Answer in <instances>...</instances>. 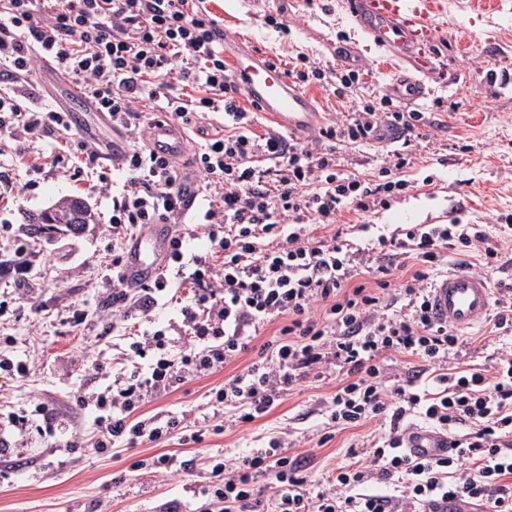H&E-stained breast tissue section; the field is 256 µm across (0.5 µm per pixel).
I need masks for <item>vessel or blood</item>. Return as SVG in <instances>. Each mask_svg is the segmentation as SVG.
Wrapping results in <instances>:
<instances>
[{"label":"vessel or blood","instance_id":"obj_1","mask_svg":"<svg viewBox=\"0 0 512 512\" xmlns=\"http://www.w3.org/2000/svg\"><path fill=\"white\" fill-rule=\"evenodd\" d=\"M349 5L359 25L376 44L413 58L417 77L396 78L392 94L407 104L424 98L426 89L421 76L430 69L426 49L431 40L433 0H349ZM232 81L259 112L271 117L290 136L303 137L317 127L319 111L312 97L294 86L277 63L251 51L238 52L232 59ZM60 89L69 102L71 126H81L88 105L86 97L65 83ZM146 134L158 155L169 159L183 155L185 136L174 121L150 120ZM171 239L166 224L150 226L136 238L125 258L126 280L152 279L160 262L169 255ZM492 293L488 279L463 269L452 270L435 281L429 292L431 314L435 320L457 328L472 327L488 314ZM407 446L412 453L428 458L441 457L447 450L441 435L421 430L414 431Z\"/></svg>","mask_w":512,"mask_h":512}]
</instances>
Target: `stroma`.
Listing matches in <instances>:
<instances>
[{"mask_svg": "<svg viewBox=\"0 0 512 512\" xmlns=\"http://www.w3.org/2000/svg\"><path fill=\"white\" fill-rule=\"evenodd\" d=\"M433 14L429 96L416 104L427 121L416 141L412 163L401 176L408 189L395 195L388 209L358 218L342 212L340 221H366L368 231L354 232L355 247H369L381 234L411 224H487L512 215V0H439ZM209 10L224 24L229 49L244 46L291 70L297 55L320 68H354L360 83L345 97L331 87L310 85L325 123L336 121L351 100L375 99L387 92L402 68L356 25L347 0H210ZM285 11L287 30L267 24L266 17ZM79 131L58 142L23 139L10 142L20 160L11 162L13 185L0 195V261L25 265L27 285L0 286V355L31 357L40 365L27 377H0V414L29 402H47L62 424L81 426L82 448H68L67 434L48 443L30 432L20 447L0 457V512H89L107 505L109 512H166L171 503L193 500L208 482L211 463L268 447L270 440L293 441L322 431L326 403L337 389L339 374L309 377L288 392L265 416L236 422L232 407L211 406L207 394L256 359L248 351L220 371L149 398L144 413L180 417L181 428L165 442L97 452L98 434L76 392L100 391L112 374V358L122 352L123 327L112 324V237L107 225L112 197L93 183L63 175L58 169L34 168L52 145L73 154ZM387 148L378 142L343 145L337 156L342 176L374 178ZM83 197L94 213L79 236L45 243L25 253L17 248L27 212L41 210L68 195ZM86 315L74 324V312ZM99 357V369H85L79 354ZM222 433H213V425ZM380 421L336 431L315 448L309 470L318 481L328 470L347 463ZM205 430L202 442L184 437ZM169 455L177 476L160 478L133 469L139 459Z\"/></svg>", "mask_w": 512, "mask_h": 512, "instance_id": "1", "label": "stroma"}]
</instances>
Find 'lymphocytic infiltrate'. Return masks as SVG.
Wrapping results in <instances>:
<instances>
[{
  "label": "lymphocytic infiltrate",
  "mask_w": 512,
  "mask_h": 512,
  "mask_svg": "<svg viewBox=\"0 0 512 512\" xmlns=\"http://www.w3.org/2000/svg\"><path fill=\"white\" fill-rule=\"evenodd\" d=\"M54 63L84 88L97 111L125 136L115 171L125 176L112 197V242L150 224L172 223L185 209L184 186L195 178L201 197L192 221L207 239L205 254L185 255L181 238L170 258L193 286L181 309L178 352L166 332L143 331L129 346L145 366L88 396L100 438L97 447L162 441L179 418H135L148 395L223 368L249 350L264 324L283 319L275 344L211 392L215 406L237 410L249 423L308 375L338 369L343 377L329 401V430L389 425L374 435L362 459L338 466L310 492L309 453H284L279 442L235 462H215L201 490L204 512H430L463 496L486 512H512V343L484 368L465 365L468 341L430 314L428 284L449 255L473 259L479 273L496 270L498 251L477 224H429L379 236L378 257L347 243L342 210L366 215L386 209L408 183V155L388 152L378 180L343 177L336 146L373 139L382 120L419 137L423 115L392 109V99L352 104L336 123L319 128L322 152L282 131L256 133L257 115L242 106L224 60V28L206 0H0V142L49 138L67 131L64 112L20 105L40 61ZM158 111L199 133L190 146L193 174L158 156L140 138L144 115ZM222 118L221 129L202 122ZM165 276L126 288L120 260L112 262V318L147 317L168 295ZM400 310H393V303ZM407 365L389 383L383 352ZM45 433L58 423L48 405L0 419V449L23 436L29 415ZM447 435L439 459L409 455L404 442L416 423ZM266 486H259V479ZM387 482L388 495L372 492Z\"/></svg>",
  "instance_id": "f902f5d3"
}]
</instances>
